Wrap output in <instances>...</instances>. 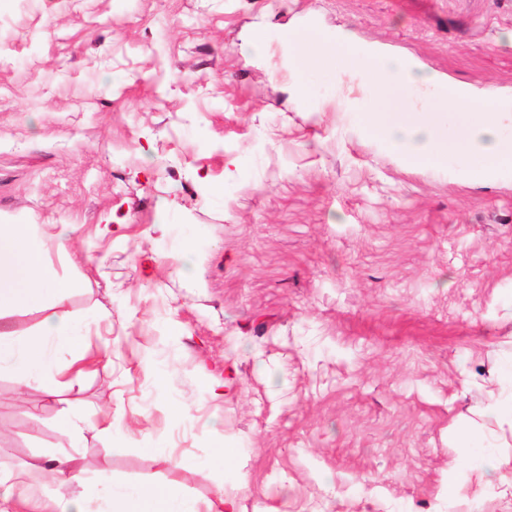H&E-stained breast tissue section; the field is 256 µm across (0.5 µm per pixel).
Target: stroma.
I'll return each mask as SVG.
<instances>
[{
    "mask_svg": "<svg viewBox=\"0 0 512 512\" xmlns=\"http://www.w3.org/2000/svg\"><path fill=\"white\" fill-rule=\"evenodd\" d=\"M309 19L512 91V0L0 7V224L71 225L46 258L83 279L92 360L53 395L0 369L15 466L80 452L203 503L220 473L236 512H512V174L401 168L359 81L297 74L280 35ZM78 413L111 431L62 436Z\"/></svg>",
    "mask_w": 512,
    "mask_h": 512,
    "instance_id": "35a3bbf8",
    "label": "stroma"
}]
</instances>
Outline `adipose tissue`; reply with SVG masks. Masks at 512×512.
I'll list each match as a JSON object with an SVG mask.
<instances>
[{"mask_svg":"<svg viewBox=\"0 0 512 512\" xmlns=\"http://www.w3.org/2000/svg\"><path fill=\"white\" fill-rule=\"evenodd\" d=\"M45 231L35 224L0 225V367H11L21 384L52 381L68 384L73 363L84 360L81 320L66 305L67 293L78 288L79 278L55 279L47 266ZM22 308L43 311L44 316L28 335L14 331L12 318ZM69 355V362L55 364L50 348ZM58 488L52 494L33 493L14 469L0 461V512H89L90 498H97L102 512H235L216 477L207 510L194 499L172 490L149 486L92 489L76 457L43 455L31 463Z\"/></svg>","mask_w":512,"mask_h":512,"instance_id":"obj_1","label":"adipose tissue"}]
</instances>
